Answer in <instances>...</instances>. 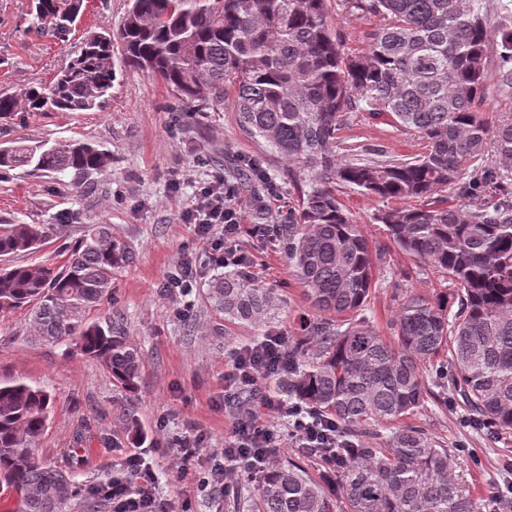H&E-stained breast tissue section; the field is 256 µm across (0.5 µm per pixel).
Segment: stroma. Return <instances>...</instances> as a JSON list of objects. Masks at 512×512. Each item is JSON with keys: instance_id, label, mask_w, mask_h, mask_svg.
Wrapping results in <instances>:
<instances>
[{"instance_id": "35a3bbf8", "label": "stroma", "mask_w": 512, "mask_h": 512, "mask_svg": "<svg viewBox=\"0 0 512 512\" xmlns=\"http://www.w3.org/2000/svg\"><path fill=\"white\" fill-rule=\"evenodd\" d=\"M85 9L67 43L28 31L31 0H0V92L20 93L36 83L51 82L86 37L118 27L129 0H84ZM327 22L344 46L360 51L365 35L381 20L361 16L346 0H327ZM178 108L163 82L153 74L126 69L118 76L102 107L82 112H49L0 118V148L27 143L92 142L112 157L100 175L96 193L76 195L66 180L20 169L0 180V223L59 224L35 262L61 263L64 252L81 237L85 225H111L134 254L120 273L113 301L89 314L90 321L119 320L142 353L136 392L117 388L97 361L76 349L32 342L25 312L0 314V380L22 377L52 397L50 422L38 442L39 456L57 469L73 472L82 486L69 512H112L110 501L93 487L122 476L129 454H137L157 475L155 493L174 512H254L258 475L238 471L232 485L241 498L198 487L197 473L221 460L224 439L240 418L239 408L224 406V373L235 349L274 331L294 332L310 307L282 246L243 237L251 271L268 287L282 291L284 303L274 322L241 323L225 318L208 297L216 268L206 254L216 240L200 241L183 215L195 202L197 188L213 177L231 178L239 160L260 155L263 147L239 127L230 104L175 123ZM337 151L382 153L411 158L425 150L418 135L385 118L355 110L345 116ZM272 194L240 191L236 206L244 224L258 216H281L297 205L310 179L293 184L288 166L269 156ZM340 201L364 226L380 253L377 283L367 314L383 336H392L390 320L400 295L414 291L428 297L453 292L452 281L399 250L376 215L383 202L344 188ZM186 258L201 265L189 297L165 288L167 276ZM461 399L447 406L428 401L408 418L458 455V474L478 498L506 493L512 486V433L477 431L465 423ZM201 435L197 454L181 462L177 441Z\"/></svg>"}]
</instances>
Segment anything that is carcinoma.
I'll return each instance as SVG.
<instances>
[{
  "mask_svg": "<svg viewBox=\"0 0 512 512\" xmlns=\"http://www.w3.org/2000/svg\"><path fill=\"white\" fill-rule=\"evenodd\" d=\"M115 31L96 32L48 85L0 92V118L18 112H81L98 106L127 68L158 76L195 112L231 97L239 126L265 150L310 174L312 186L278 225L312 313L288 336V370L272 379L285 407L336 428L342 447L302 457L325 466L322 480L300 462L261 474L257 512H512V498L485 504L456 475L457 458L419 426L403 422L448 386L468 423L512 432V120L489 126L478 111L488 79L512 92V0H350L381 17L367 47L348 54L326 20V0H130ZM83 0H32L37 28L63 41ZM496 69L490 70V58ZM362 110L413 129L426 150L409 160L336 153L343 113ZM112 162L97 146L19 144L0 149V170L29 167L69 178L80 196L97 191ZM467 203L435 197L467 171ZM236 182L264 192L257 159ZM372 198L419 199L377 215L406 254L457 285L448 297L403 294L390 341L366 315L379 258L336 187ZM61 224H0V257L38 252ZM133 253L109 224H88L59 266L0 268V313L27 311L35 342L74 345L127 391L142 356L123 326L91 322L113 298ZM225 316L261 322L282 302L246 270L212 279ZM441 354L450 366L425 373ZM51 396L18 378L0 382V509L67 512L71 475L40 459ZM390 424L388 447L375 448ZM335 482L341 500L332 498Z\"/></svg>",
  "mask_w": 512,
  "mask_h": 512,
  "instance_id": "carcinoma-1",
  "label": "carcinoma"
}]
</instances>
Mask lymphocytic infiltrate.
<instances>
[{
    "instance_id": "lymphocytic-infiltrate-1",
    "label": "lymphocytic infiltrate",
    "mask_w": 512,
    "mask_h": 512,
    "mask_svg": "<svg viewBox=\"0 0 512 512\" xmlns=\"http://www.w3.org/2000/svg\"><path fill=\"white\" fill-rule=\"evenodd\" d=\"M236 190L223 178L216 177L198 188L195 203L186 218L197 233L219 236L223 247L214 248L208 255L210 265L216 267L242 266L246 259L240 246L243 226L235 207ZM288 367V348L281 333H270L239 348L234 354L232 369L225 374V400H232L238 392L247 390L260 399L259 411L238 420L224 440V462L205 473L203 487L224 486L230 463L248 462L252 470L263 472L272 461L277 448V431L272 421L285 418L287 434L297 448H326L336 450L340 442L335 434L316 428L299 418L297 412H284L279 399L264 393V385ZM127 475L98 489L104 499L110 500L114 512H168L155 496L156 475L140 463L136 455L127 458Z\"/></svg>"
}]
</instances>
